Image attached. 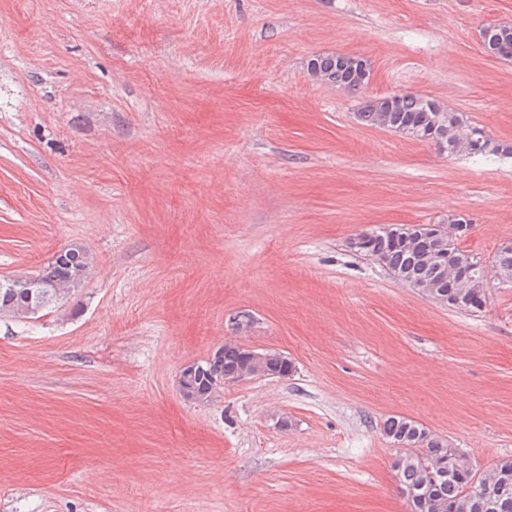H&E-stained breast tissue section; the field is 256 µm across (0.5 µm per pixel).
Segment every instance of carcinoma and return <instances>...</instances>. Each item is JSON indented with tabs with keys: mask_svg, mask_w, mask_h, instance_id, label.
<instances>
[{
	"mask_svg": "<svg viewBox=\"0 0 512 512\" xmlns=\"http://www.w3.org/2000/svg\"><path fill=\"white\" fill-rule=\"evenodd\" d=\"M487 55L504 60L512 59V25L490 23L479 31ZM368 62L360 57H346L341 53L323 55V66L336 68V79L328 85L348 94H357L362 88L360 66ZM359 120L371 127L409 135L413 139L436 141L445 146L450 156H466L478 160L512 156V144L496 141L478 124L464 118L463 114L431 98L414 93H399L393 103L386 104L379 98L366 99L357 112ZM448 223L463 224L465 229L447 242L448 268L432 261L433 252L439 250L434 242L415 235L408 225H389L378 229V234L366 242L356 254L369 260L404 285L419 290L425 296L435 293L439 304L451 310L480 314L487 305V287L492 280L512 283V243L499 247L489 263L475 254L470 255L473 265L465 278L454 271L456 257L463 254L459 244L468 236L472 219L466 215L448 216ZM93 267V257L82 251L71 266L56 262L48 264L38 279L59 288L44 300L42 309H52L65 295L79 289ZM8 315L18 320L34 317L24 299L6 300L0 294V316ZM216 371L222 373L223 382L211 377L195 381L194 401L208 404L224 387L242 377L249 379L274 377L284 370L278 358L257 366L252 363L246 349L233 342H226L222 356L216 360ZM383 436L399 451L391 463L399 495L409 512H512V459L497 461L496 467L484 473L475 470L467 455L448 446V441L422 423L393 415L382 425ZM480 483L494 508L474 497L469 491L472 482Z\"/></svg>",
	"mask_w": 512,
	"mask_h": 512,
	"instance_id": "1",
	"label": "carcinoma"
}]
</instances>
